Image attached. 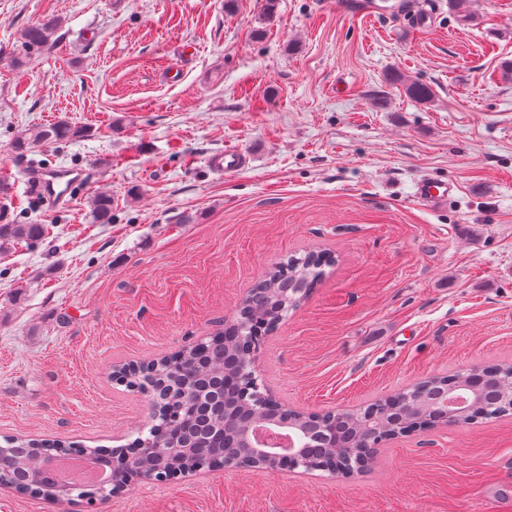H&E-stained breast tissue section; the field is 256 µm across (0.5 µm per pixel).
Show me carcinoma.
I'll return each mask as SVG.
<instances>
[{"label":"carcinoma","instance_id":"obj_1","mask_svg":"<svg viewBox=\"0 0 512 512\" xmlns=\"http://www.w3.org/2000/svg\"><path fill=\"white\" fill-rule=\"evenodd\" d=\"M63 21L48 17L37 21L19 33V42L27 52L44 53L53 50L59 42ZM391 80L403 87L406 96L417 102L427 103L433 98L432 89L417 81H408L395 73ZM83 128L65 120L48 125H35L21 133L13 148L25 153L56 142L82 137ZM87 205L89 217L96 224H108L112 217V196L96 193ZM41 224H0V252L22 242L35 241L43 236ZM331 259L323 254L311 253L304 257H291L274 267L251 290L243 302L234 329L235 338L216 337L171 356L154 361L139 373L118 372L116 380L126 387L149 395L151 412L147 425L148 434L138 436L127 454L101 453L97 448H74L59 443L28 440L18 444L8 441L0 447V456L14 460V465L0 471V481L17 484L30 483L26 468L28 457L51 450L53 458L91 457L112 461V470L125 471L126 456L149 458L151 450L165 448L172 442L184 443L197 452L187 453L185 462L208 465L211 449L224 452V436L236 431L239 421L234 415H224V408L234 409L246 403L265 412L283 424H297L298 417H316L301 430L295 431L300 447L330 448L325 460L343 467L347 461L361 455L374 457L376 449L371 432H399L405 427H423L433 422L432 407L440 404L448 389L468 400L467 411L459 421L467 424L475 420H492L512 414V365L483 366L440 378H432L393 395L398 401L397 411L383 414L387 400L368 404L355 414L332 411H304L281 405L271 397H263L251 388L250 369L242 368L248 362L245 342L239 336H250L262 341L273 331L288 312L297 308L324 275V267ZM76 493V498L89 503L105 501L110 495L91 484L83 486L60 485L49 490L31 486V496L49 502L62 497V490Z\"/></svg>","mask_w":512,"mask_h":512}]
</instances>
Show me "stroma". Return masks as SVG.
Returning <instances> with one entry per match:
<instances>
[{
	"instance_id": "35a3bbf8",
	"label": "stroma",
	"mask_w": 512,
	"mask_h": 512,
	"mask_svg": "<svg viewBox=\"0 0 512 512\" xmlns=\"http://www.w3.org/2000/svg\"><path fill=\"white\" fill-rule=\"evenodd\" d=\"M432 21L340 0H0V49L64 21L56 48L0 65V224H41L0 254V445L126 448L146 398L115 381L209 338L276 262L337 258L264 337L257 382L310 412L356 411L431 376L512 363V0H419ZM425 83L418 103L390 83ZM83 137L16 153L35 124ZM239 148L247 168L216 174ZM86 174L57 207L31 161ZM460 186L424 206L419 178ZM112 197L93 224L86 201ZM0 512H512V416L383 442L370 468L208 470L139 480L96 506L0 492ZM210 163L215 169L238 171L247 166L248 155L241 149H225L224 154L218 155Z\"/></svg>"
}]
</instances>
